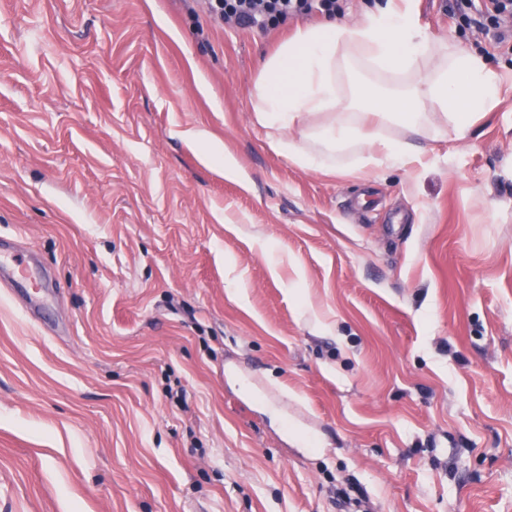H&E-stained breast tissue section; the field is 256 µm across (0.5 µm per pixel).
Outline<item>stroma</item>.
<instances>
[{
	"label": "stroma",
	"mask_w": 512,
	"mask_h": 512,
	"mask_svg": "<svg viewBox=\"0 0 512 512\" xmlns=\"http://www.w3.org/2000/svg\"><path fill=\"white\" fill-rule=\"evenodd\" d=\"M462 138L324 175L199 0H0V512H512V50Z\"/></svg>",
	"instance_id": "1"
}]
</instances>
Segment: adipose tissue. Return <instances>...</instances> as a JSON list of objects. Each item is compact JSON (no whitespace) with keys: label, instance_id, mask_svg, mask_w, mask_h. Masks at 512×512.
<instances>
[{"label":"adipose tissue","instance_id":"1","mask_svg":"<svg viewBox=\"0 0 512 512\" xmlns=\"http://www.w3.org/2000/svg\"><path fill=\"white\" fill-rule=\"evenodd\" d=\"M413 0H379L361 20L329 22L297 30L264 63L253 92L255 121L273 131L275 147L302 167L335 172L332 160L368 151L388 164L408 165L423 153L413 143L368 137L365 121L423 132L427 105H438L450 131L465 136L476 112L499 99V78L484 58L445 48L434 58ZM353 57L373 70L396 76L432 61L430 73L403 91L359 90L361 109H344L337 80L341 59Z\"/></svg>","mask_w":512,"mask_h":512}]
</instances>
